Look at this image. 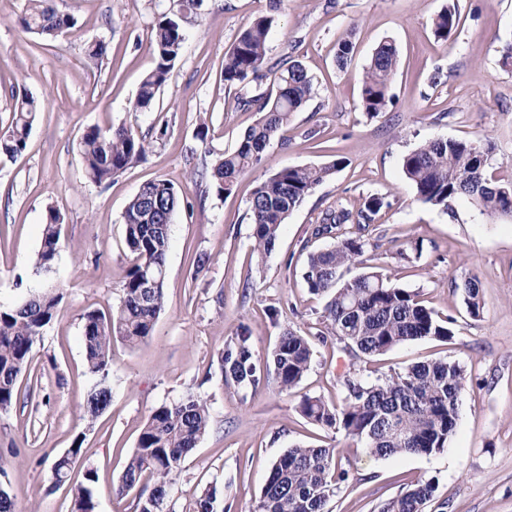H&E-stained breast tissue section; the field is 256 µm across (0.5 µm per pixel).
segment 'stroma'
Here are the masks:
<instances>
[{
	"mask_svg": "<svg viewBox=\"0 0 512 512\" xmlns=\"http://www.w3.org/2000/svg\"><path fill=\"white\" fill-rule=\"evenodd\" d=\"M454 3L459 25L437 40L432 18ZM173 0H52L74 17L71 32L52 41L18 25L26 0H0V129L16 97L40 101L25 152L0 157V307L51 287L65 298L33 348L32 382L0 412V468L18 512H71L69 486H55L52 459L82 438L81 460L96 469V512H136L134 495L112 486L152 410L188 396L205 400L211 427L177 476L164 512H192L194 500L217 488L226 512H251L273 461L293 446L335 448L351 481L329 512H379L421 478L438 482L425 512H512V218L480 215L461 197L440 209L418 200L402 158L438 137L490 142L492 174L512 179V69L501 54L512 42V0H283L267 44V61L301 62L316 95L294 113L283 139L267 146L260 165L230 194L206 192L189 179L216 155L234 150L258 113L238 108V88L225 86L224 54L243 26L268 12L269 0H203L188 27L183 53L151 109H131L151 69V29ZM355 47L336 66L339 41ZM398 49L392 105L379 117L359 106L363 71L383 41ZM102 41L109 53L91 59ZM138 126L152 147L108 186L92 183L78 155L84 129ZM209 127L199 139V124ZM166 135H159V128ZM344 157V168L306 198L284 224L264 263L252 254L248 199L256 183L283 167L317 166ZM166 179L181 191L170 226L165 310L150 339L115 343L108 381L110 406L94 422L83 417L93 380L82 344L83 316L118 307L127 266L123 214L139 187ZM387 202L365 233V266L417 291L428 307L453 317L450 342L401 345L364 373L376 377L434 359L462 364L467 384L447 448L430 455L377 458L344 433L308 423L304 396L333 402L352 359L335 342L315 343L312 364L287 392L275 379L257 389L224 381L217 352L248 331L266 365L287 327L318 323L326 296L310 294L302 277L308 251L330 246L312 237L331 205ZM63 216L61 250L51 272L37 271L44 213ZM210 255L194 273L195 254ZM475 279L481 310L471 315L456 285ZM279 311L270 318L269 308Z\"/></svg>",
	"mask_w": 512,
	"mask_h": 512,
	"instance_id": "35a3bbf8",
	"label": "stroma"
}]
</instances>
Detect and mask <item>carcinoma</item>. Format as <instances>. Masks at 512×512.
<instances>
[{"instance_id": "carcinoma-1", "label": "carcinoma", "mask_w": 512, "mask_h": 512, "mask_svg": "<svg viewBox=\"0 0 512 512\" xmlns=\"http://www.w3.org/2000/svg\"><path fill=\"white\" fill-rule=\"evenodd\" d=\"M202 0H174V8L152 27L149 49L153 67L143 77L131 111L149 109L166 85L186 40V24ZM456 7H444L432 20L436 39L448 41L457 28ZM22 30L52 39L75 26L74 19L56 11L48 0H28L19 19ZM275 24L273 13L261 15L245 25L224 54V83L244 93L238 105L261 114L258 122L231 152L213 161L202 178L219 195L232 192L238 178L260 164L263 152L282 136L291 116L314 94L312 76L297 61L267 65V42ZM398 69V50L385 41L372 53L362 79L359 103L374 118L393 102L390 93ZM270 80V88L255 94L251 83ZM40 103L27 95L16 99L13 117L0 134V155H21L40 112ZM151 142L131 124L101 128L90 126L82 133L78 153L86 177L106 185L130 165L143 160ZM344 165L336 158L320 166L284 167L259 182L248 201L253 224V252L264 259L276 248L280 230L289 216L314 190ZM490 149L478 141L438 138L426 141L402 158V170L425 204L448 209V202L465 196L475 200L479 213L487 217L512 213V180L500 182L489 175ZM180 193L167 180L144 183L126 206L123 219L130 254L121 288L122 300L110 312L89 311L83 316L82 339L87 372L95 378L84 418L94 421L110 405L108 384L112 345L131 348L145 342L165 309L166 253L170 224L180 205ZM385 205L384 198L368 197L357 209L330 206L319 218L312 235L331 238L334 244L308 254L302 279L312 294H326L325 330L357 358L370 359L394 348L422 339L447 342L454 336L453 319L423 304L419 294L393 283L380 271L346 274L362 264L365 241L358 232L373 222ZM63 217L54 206L46 207L42 240L35 266L49 272L60 249ZM470 314L481 309L479 288L473 279L462 286ZM63 301L57 289L34 295L21 304L0 309V411H8L18 392L20 378L30 370L33 346L56 316ZM313 346L310 335L286 329L272 352L273 370L262 369L254 358L250 336L242 332L219 350L217 362L222 376L239 386L253 389L274 373L280 391L299 384L310 368ZM466 385L464 367L439 359L411 365L373 381L360 373L341 380V398L329 404L320 397L305 396L299 412L308 422L344 431L364 443L377 457L426 454L444 449L455 432L461 395ZM210 428L206 401L189 396L151 412L141 428L136 447L120 477V495L137 491V512H163L171 486L185 457ZM82 440L56 457L52 463L55 483L66 484L80 460ZM84 482L72 489L71 512H95L92 486L97 471L85 469ZM332 447L295 446L272 463L252 512H327L328 503L349 482ZM436 482L421 479L387 500L380 512H424L434 496ZM217 488L204 491L195 500L193 512H218ZM0 512H15L7 473L0 469Z\"/></svg>"}]
</instances>
